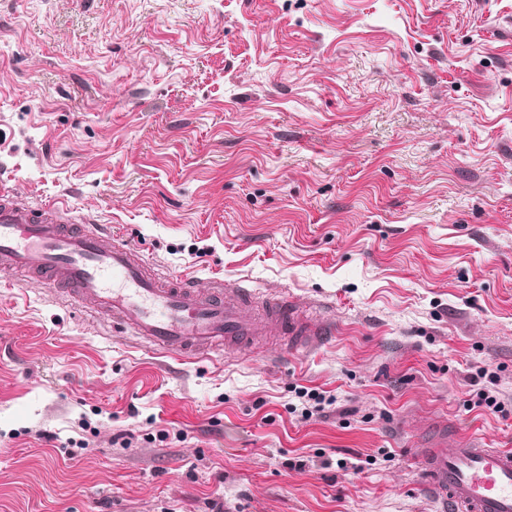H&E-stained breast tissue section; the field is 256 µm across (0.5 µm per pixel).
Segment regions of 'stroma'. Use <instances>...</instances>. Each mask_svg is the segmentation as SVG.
I'll use <instances>...</instances> for the list:
<instances>
[{
    "label": "stroma",
    "instance_id": "stroma-1",
    "mask_svg": "<svg viewBox=\"0 0 512 512\" xmlns=\"http://www.w3.org/2000/svg\"><path fill=\"white\" fill-rule=\"evenodd\" d=\"M2 185L335 332L165 357L0 276V512H439L433 427L512 448V0H0Z\"/></svg>",
    "mask_w": 512,
    "mask_h": 512
}]
</instances>
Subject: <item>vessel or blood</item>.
Returning <instances> with one entry per match:
<instances>
[{
  "label": "vessel or blood",
  "mask_w": 512,
  "mask_h": 512,
  "mask_svg": "<svg viewBox=\"0 0 512 512\" xmlns=\"http://www.w3.org/2000/svg\"><path fill=\"white\" fill-rule=\"evenodd\" d=\"M65 293L81 307L178 357L253 347L282 336L284 348L310 349L328 334L287 300H257L242 281L208 288L158 277L142 255L95 224H75L64 205H30L0 187V274ZM433 437L420 461L444 512H512V448L470 437L446 448Z\"/></svg>",
  "instance_id": "1"
}]
</instances>
